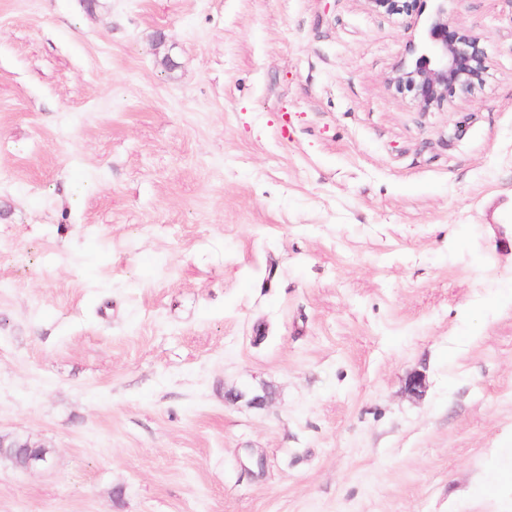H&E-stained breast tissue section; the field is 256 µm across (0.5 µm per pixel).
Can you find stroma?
Returning a JSON list of instances; mask_svg holds the SVG:
<instances>
[{
	"instance_id": "35a3bbf8",
	"label": "stroma",
	"mask_w": 512,
	"mask_h": 512,
	"mask_svg": "<svg viewBox=\"0 0 512 512\" xmlns=\"http://www.w3.org/2000/svg\"><path fill=\"white\" fill-rule=\"evenodd\" d=\"M434 15L0 0V512H512V0L426 109ZM38 441H34L30 438H22L19 436L2 435L0 434V459L5 458L9 461H14L11 454L5 451V448H22L16 455L15 466L23 468L27 464V460L37 453H49L47 448H30L32 445H40ZM49 457L42 456L37 459L33 464H29L24 470H30L38 466L47 464Z\"/></svg>"
}]
</instances>
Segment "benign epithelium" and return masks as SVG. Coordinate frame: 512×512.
Segmentation results:
<instances>
[{"label": "benign epithelium", "instance_id": "1", "mask_svg": "<svg viewBox=\"0 0 512 512\" xmlns=\"http://www.w3.org/2000/svg\"><path fill=\"white\" fill-rule=\"evenodd\" d=\"M417 0H375L377 7L389 13L409 11ZM436 18L430 24L413 65L400 69L395 78L400 90H408L428 109L439 106L454 87L473 84L477 71L483 68V58L476 42L459 33L448 21L447 0H435ZM232 402L246 401L253 407H263L271 397L269 389L232 390L226 393ZM38 445L30 438L0 434V459L13 460L9 448H29Z\"/></svg>", "mask_w": 512, "mask_h": 512}]
</instances>
